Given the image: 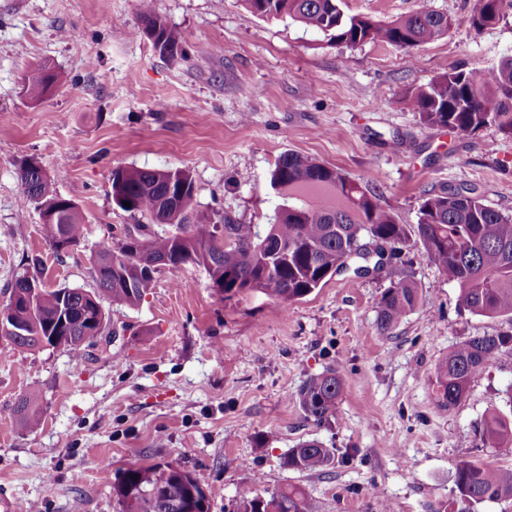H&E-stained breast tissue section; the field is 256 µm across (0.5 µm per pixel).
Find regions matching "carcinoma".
I'll return each mask as SVG.
<instances>
[{"label":"carcinoma","instance_id":"1","mask_svg":"<svg viewBox=\"0 0 512 512\" xmlns=\"http://www.w3.org/2000/svg\"><path fill=\"white\" fill-rule=\"evenodd\" d=\"M263 18H289L321 33L330 44L346 47L366 42L403 49L422 47L448 35L452 19L421 0L413 12L388 23L366 16H348L343 0H241ZM512 0H477L468 19L479 32L500 20ZM145 36L156 34L154 48L171 60L183 57L179 30L149 13L140 16ZM56 75L40 67L26 72L24 86L35 101L44 97ZM407 99L421 122L438 129L472 133L489 126L512 135V57L486 73L453 69L413 87ZM23 207L54 210L44 219L52 249L63 237L77 246L85 238L79 206L64 208L55 176L46 177L26 159L19 165ZM112 201L122 211L150 219L135 224L115 244L92 252L99 291L112 303L137 306L159 266L177 268L188 262L203 266L212 287L226 300L262 293L283 309L305 297L337 273L375 274L398 258L411 236L422 243L427 259L460 290L464 307L483 317L512 318V216L487 205L474 188H448L424 193L418 221L410 230L393 211L380 204L367 184L337 168L295 153L281 156L270 172V185L283 204L269 224H243L229 214L205 215L198 210L194 184L184 170L112 169ZM129 205H124V202ZM175 227L158 233L153 225ZM389 244V253L373 243ZM23 274L5 290L7 324L0 336L20 348L54 345L58 336L78 350L104 335L105 313L96 295L80 288H40L33 295ZM418 302V288L406 274L387 288L379 302L378 329L389 332ZM512 346V334L471 338L448 351L435 372L440 407L452 409L464 397L472 377L492 365L497 353ZM345 383L334 370L299 390L297 403L309 419L325 424L336 418ZM34 397L21 405L20 426L39 424L29 411ZM480 439L493 446H512V409L489 408ZM335 464V451L317 440L288 450L283 466L299 472H322ZM461 512L503 497H512V470L486 463L464 462L457 468ZM119 512H210L205 478L173 463L129 467L112 488ZM232 512H306L305 492L296 485L267 491L235 502Z\"/></svg>","mask_w":512,"mask_h":512}]
</instances>
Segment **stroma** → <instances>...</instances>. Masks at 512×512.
<instances>
[{
    "label": "stroma",
    "instance_id": "obj_1",
    "mask_svg": "<svg viewBox=\"0 0 512 512\" xmlns=\"http://www.w3.org/2000/svg\"><path fill=\"white\" fill-rule=\"evenodd\" d=\"M455 22L416 49L326 43L287 18L266 20L240 0H0V292L28 273L49 288L96 292L91 254L137 219L118 209V166L189 171L199 209L265 224L283 200L276 160L294 152L368 182L400 223L414 227L426 190L474 188L512 215V136L424 126L407 88L463 67L483 72L512 56V13L474 31L476 0H430ZM182 34L163 58L141 12ZM57 80L34 101L23 76ZM35 158L74 200L86 236L58 255L35 209L20 206L17 168ZM410 272L419 302L388 333L381 296ZM424 254L366 277L342 274L280 308L255 293L226 301L202 266L159 269L141 304L102 299L109 335L73 352L22 349L0 339V498L46 512H116L129 466L173 462L204 476L210 512L297 484L308 512H459L465 461L512 469V447L482 444L493 405L512 406V346L472 379L462 402L440 408L432 378L449 349L474 336L512 334V319L476 316ZM345 382L336 418L307 419L296 402L311 378ZM34 395L40 418L20 429L16 407ZM335 449L323 473L284 467L290 448Z\"/></svg>",
    "mask_w": 512,
    "mask_h": 512
}]
</instances>
